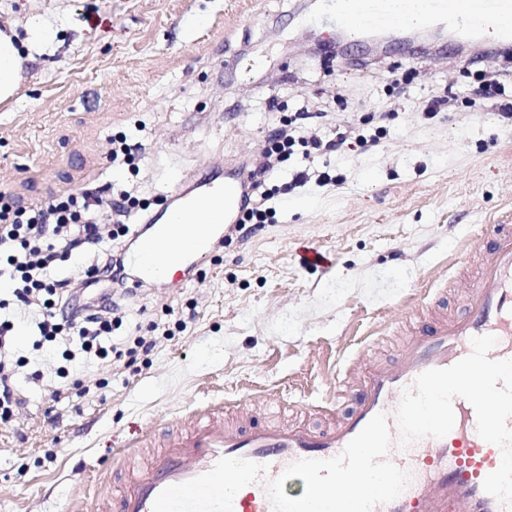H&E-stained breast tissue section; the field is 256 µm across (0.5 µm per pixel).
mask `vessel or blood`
Listing matches in <instances>:
<instances>
[{"label":"vessel or blood","instance_id":"obj_1","mask_svg":"<svg viewBox=\"0 0 512 512\" xmlns=\"http://www.w3.org/2000/svg\"><path fill=\"white\" fill-rule=\"evenodd\" d=\"M333 0L337 26L358 37L389 27L443 25L464 39L493 33L512 43V0ZM243 173L209 186L190 205L211 224L236 223ZM153 237L139 244L137 286L163 280L162 262L202 256L201 228L175 215L155 218ZM470 254L481 272L466 293L460 316L432 314L414 325L394 360L362 371L351 402L336 423L319 430L258 422L199 418L169 436L146 466L129 471L112 501L113 512H152L166 487L209 471L221 458L267 465L280 475L299 459L338 455L368 421L386 413L394 445L388 455L410 481L374 512H512V226L474 239ZM233 512H272L262 485L235 495Z\"/></svg>","mask_w":512,"mask_h":512}]
</instances>
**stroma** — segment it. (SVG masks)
<instances>
[{"label":"stroma","instance_id":"obj_1","mask_svg":"<svg viewBox=\"0 0 512 512\" xmlns=\"http://www.w3.org/2000/svg\"><path fill=\"white\" fill-rule=\"evenodd\" d=\"M53 15L52 54L25 62L0 103V189L17 205L109 181L159 214L242 165L306 102L308 135L378 117L385 135L362 153L315 156L312 170L335 183L274 196V223L248 242L129 296L112 334L122 357L64 358L0 294V316L23 328L18 404L0 422V512H98L125 479L113 450L188 429L198 410L233 419L241 403L321 425L342 382L391 359L428 301L462 311L468 239L512 224V129L497 100H473L467 68L482 60L512 87V44L493 56L441 43L341 51L328 0H0V27L20 37ZM394 75L407 81L396 97ZM448 91L458 103L425 114ZM116 135L142 143L136 170L112 168ZM310 248L327 264H303ZM138 336L155 340L150 355H129Z\"/></svg>","mask_w":512,"mask_h":512}]
</instances>
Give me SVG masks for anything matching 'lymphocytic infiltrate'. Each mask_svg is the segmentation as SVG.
Instances as JSON below:
<instances>
[{
	"label": "lymphocytic infiltrate",
	"mask_w": 512,
	"mask_h": 512,
	"mask_svg": "<svg viewBox=\"0 0 512 512\" xmlns=\"http://www.w3.org/2000/svg\"><path fill=\"white\" fill-rule=\"evenodd\" d=\"M384 135L376 127L369 135L337 133L323 142L307 140L295 132L276 134L260 154L252 156L246 171L248 196L229 232L246 241L267 224L272 214L254 197L257 187L294 152L310 158L312 151L344 153L352 146H378ZM0 192V281L10 283L24 311L32 313L42 341L79 346L89 359L108 358L104 346L125 317L128 273L118 250L103 247V240L128 236L123 219L136 209L129 193L113 200L118 217L109 235H102L93 208L101 200L92 194L66 193L28 208H12ZM78 258L80 267L66 276L54 272L57 262Z\"/></svg>",
	"instance_id": "1"
}]
</instances>
